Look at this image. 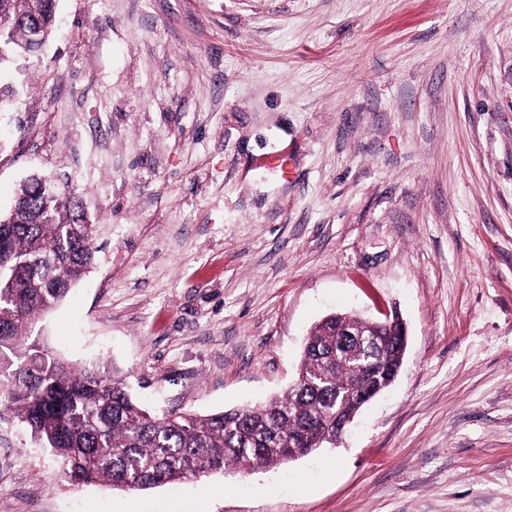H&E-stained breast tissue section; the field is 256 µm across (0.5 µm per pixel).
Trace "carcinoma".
<instances>
[{
    "mask_svg": "<svg viewBox=\"0 0 512 512\" xmlns=\"http://www.w3.org/2000/svg\"><path fill=\"white\" fill-rule=\"evenodd\" d=\"M2 16L0 64L52 37L55 0H0ZM94 240L78 196L46 199L36 180L24 182L10 214L0 216V409L50 449L72 481L146 490L214 471L275 467L295 436L305 433L307 447L318 449L336 435V411L355 414L366 404L348 387L361 381L381 392L401 368L398 329L385 328L391 345L372 373L354 344L342 345L329 316L302 353L299 370L310 381L261 406L151 415L107 364L73 365L28 334L92 266Z\"/></svg>",
    "mask_w": 512,
    "mask_h": 512,
    "instance_id": "cac0c4a2",
    "label": "carcinoma"
}]
</instances>
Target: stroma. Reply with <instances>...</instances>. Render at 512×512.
<instances>
[{
  "label": "stroma",
  "mask_w": 512,
  "mask_h": 512,
  "mask_svg": "<svg viewBox=\"0 0 512 512\" xmlns=\"http://www.w3.org/2000/svg\"><path fill=\"white\" fill-rule=\"evenodd\" d=\"M0 69V214L78 192L96 262L31 329L156 411L292 383L325 315L397 310L333 446L147 491L69 482L0 415V512H512V0H57ZM286 150L293 173L261 165Z\"/></svg>",
  "instance_id": "stroma-1"
}]
</instances>
